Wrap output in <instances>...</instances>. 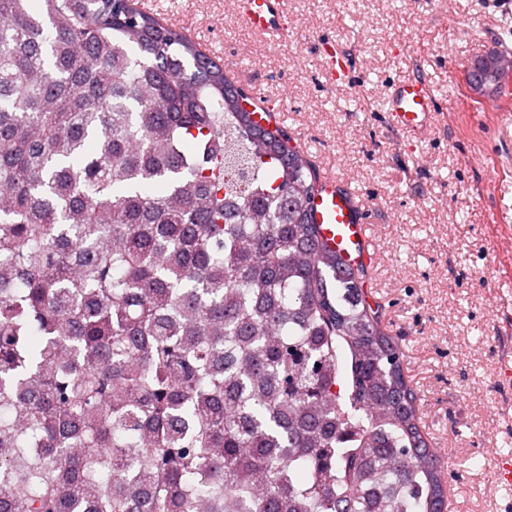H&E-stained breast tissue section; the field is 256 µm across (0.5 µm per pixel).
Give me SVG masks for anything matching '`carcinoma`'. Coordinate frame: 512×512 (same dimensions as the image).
I'll list each match as a JSON object with an SVG mask.
<instances>
[{
  "label": "carcinoma",
  "mask_w": 512,
  "mask_h": 512,
  "mask_svg": "<svg viewBox=\"0 0 512 512\" xmlns=\"http://www.w3.org/2000/svg\"><path fill=\"white\" fill-rule=\"evenodd\" d=\"M243 101L131 0H0V512H445L365 268Z\"/></svg>",
  "instance_id": "obj_1"
}]
</instances>
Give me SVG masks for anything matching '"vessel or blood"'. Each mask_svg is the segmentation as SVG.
Segmentation results:
<instances>
[{
	"label": "vessel or blood",
	"mask_w": 512,
	"mask_h": 512,
	"mask_svg": "<svg viewBox=\"0 0 512 512\" xmlns=\"http://www.w3.org/2000/svg\"><path fill=\"white\" fill-rule=\"evenodd\" d=\"M284 0H237L244 26L270 44L288 35ZM390 124L397 129L421 133L435 119V97L426 81H404L391 87L387 96ZM313 222L319 240L347 265L370 263L374 246L367 233L369 213L357 194L335 177H322L313 198Z\"/></svg>",
	"instance_id": "b4317fda"
}]
</instances>
